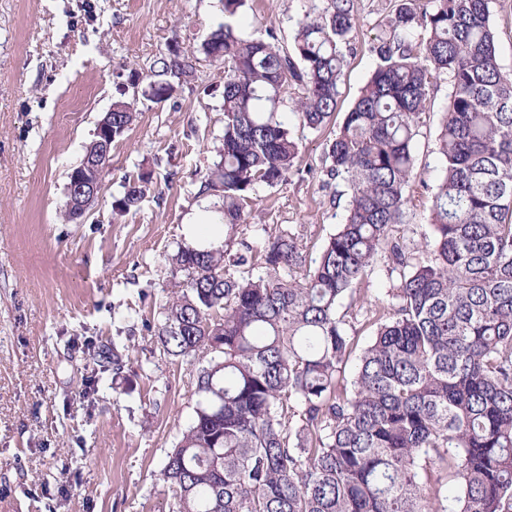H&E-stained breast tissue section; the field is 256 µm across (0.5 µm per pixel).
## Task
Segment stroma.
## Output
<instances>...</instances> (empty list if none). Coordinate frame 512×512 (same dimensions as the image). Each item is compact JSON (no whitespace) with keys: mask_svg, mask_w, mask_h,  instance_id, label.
<instances>
[{"mask_svg":"<svg viewBox=\"0 0 512 512\" xmlns=\"http://www.w3.org/2000/svg\"><path fill=\"white\" fill-rule=\"evenodd\" d=\"M321 0H247L245 35L290 45ZM394 0H357L356 55L342 84L347 112L376 65ZM224 20L222 0H0V512H169L160 478L193 416L196 363L158 339L174 290L168 259L196 207L219 210L202 187L224 134L222 65L200 54ZM196 55L194 78L171 100L139 98V116L112 145L99 195L81 222L63 217L68 176L129 67L144 76L174 53ZM448 104L439 77L414 141L419 204L399 234L418 244L441 174L436 137ZM327 132L300 133L303 164L257 185L241 237L261 255L269 236L299 234L309 256L343 221L324 184ZM152 184L137 208L112 212L129 175ZM116 347L120 373L98 365Z\"/></svg>","mask_w":512,"mask_h":512,"instance_id":"obj_1","label":"stroma"}]
</instances>
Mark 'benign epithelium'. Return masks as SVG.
Segmentation results:
<instances>
[{"instance_id": "benign-epithelium-1", "label": "benign epithelium", "mask_w": 512, "mask_h": 512, "mask_svg": "<svg viewBox=\"0 0 512 512\" xmlns=\"http://www.w3.org/2000/svg\"><path fill=\"white\" fill-rule=\"evenodd\" d=\"M96 136L97 140L86 150L66 187V205L77 220L84 217L86 211L97 199L100 190L102 173L110 158L112 113H107L99 122Z\"/></svg>"}]
</instances>
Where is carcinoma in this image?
Masks as SVG:
<instances>
[{
	"mask_svg": "<svg viewBox=\"0 0 512 512\" xmlns=\"http://www.w3.org/2000/svg\"><path fill=\"white\" fill-rule=\"evenodd\" d=\"M245 2L224 0V24L201 45L227 69L222 148L205 180L222 192L224 245L170 257L181 280L158 333L166 355L199 364L192 420L161 470L172 512H512V74L491 0H399L375 69L326 140L346 215L302 278L298 235L270 237L258 264L232 243L254 186L300 164L281 95L296 91L304 129L335 115L356 0H322L288 47L238 32ZM193 61H162L143 95L173 97L163 76L188 77ZM442 75L443 166L421 260L395 232L415 205L413 142ZM135 104L112 103V141ZM150 179H126L113 212L138 206ZM378 264L396 283L372 303ZM357 320L371 329L362 348L348 331Z\"/></svg>",
	"mask_w": 512,
	"mask_h": 512,
	"instance_id": "1",
	"label": "carcinoma"
}]
</instances>
